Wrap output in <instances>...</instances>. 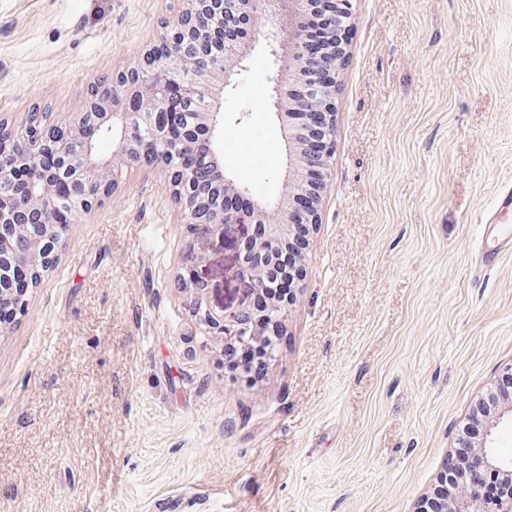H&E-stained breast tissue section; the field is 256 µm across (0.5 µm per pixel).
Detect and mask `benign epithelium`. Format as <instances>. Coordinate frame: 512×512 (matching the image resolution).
Instances as JSON below:
<instances>
[{"label": "benign epithelium", "instance_id": "benign-epithelium-1", "mask_svg": "<svg viewBox=\"0 0 512 512\" xmlns=\"http://www.w3.org/2000/svg\"><path fill=\"white\" fill-rule=\"evenodd\" d=\"M224 2V57L219 64L210 63L204 52V41L199 37L202 22L199 11L202 0H188L186 7L172 21L164 24L157 43L144 50L134 67L119 71L112 84L98 87L86 101L85 107L95 112H77L63 124L46 123L42 129L43 141L54 147L57 168L44 177L39 185L30 184L21 195L0 192V241L17 235L28 241L25 254L26 270L31 274L47 269L53 263L64 233L46 215L47 198L55 193L57 182L71 181L72 200L76 212H89L115 189L116 171L125 164H152L159 161L155 149L145 141V120L152 116L166 127L180 124L184 106L203 98L206 109L196 113L194 129L201 137L181 133L179 138H167L170 162L166 175L173 195L187 218L202 232L221 233L228 224L247 222L264 224L265 239L257 252L273 249L293 224L294 198L303 191V175L312 168H326L334 150L331 126L334 125V105L340 84L336 70L345 61L321 60L318 67L327 72L328 85L322 97L296 102L286 96L276 80L272 83L270 100L277 118L289 129L288 177L284 182L283 199L270 206L255 202L253 215L245 220L222 206L211 207L202 200L205 190L201 174L187 162L186 151L194 144H205L206 153L214 161L220 155L215 142L224 129V89L235 86L236 78L245 70L247 56L243 49L264 42L275 62L286 61L288 71L296 78L310 67L312 59L303 52L305 35L297 25V18L308 0H280L278 10L266 13L265 0H213ZM99 130L112 132V151L101 155L96 150L95 134ZM9 268L20 275L13 254L0 252V270ZM237 279L248 293L264 287V265L240 267ZM204 318L212 328L224 336L253 338L249 309L231 316L223 310L204 309ZM474 410L484 413L479 438L473 443V453L481 455L485 467L498 477L502 493L512 500V466L504 465L492 453L497 428L504 420L512 422V394L496 396L491 404L480 400ZM433 512H478L470 483L465 482L448 491V499L433 508Z\"/></svg>", "mask_w": 512, "mask_h": 512}]
</instances>
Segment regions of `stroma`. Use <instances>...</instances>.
Returning a JSON list of instances; mask_svg holds the SVG:
<instances>
[{
  "mask_svg": "<svg viewBox=\"0 0 512 512\" xmlns=\"http://www.w3.org/2000/svg\"><path fill=\"white\" fill-rule=\"evenodd\" d=\"M183 0H0V121L83 111ZM321 222L264 380L224 375L241 225L189 233L160 168L74 217L0 329V512H414L512 363V0H353ZM224 129L281 190L265 45ZM197 272L198 287L179 276ZM512 211V194L510 190L499 195L495 209L486 218L484 224V235H486V244L482 248V264L484 267H493L498 262L505 248H512L511 228L508 225L499 224ZM504 234H498V231ZM489 240V241H488Z\"/></svg>",
  "mask_w": 512,
  "mask_h": 512,
  "instance_id": "35a3bbf8",
  "label": "stroma"
}]
</instances>
